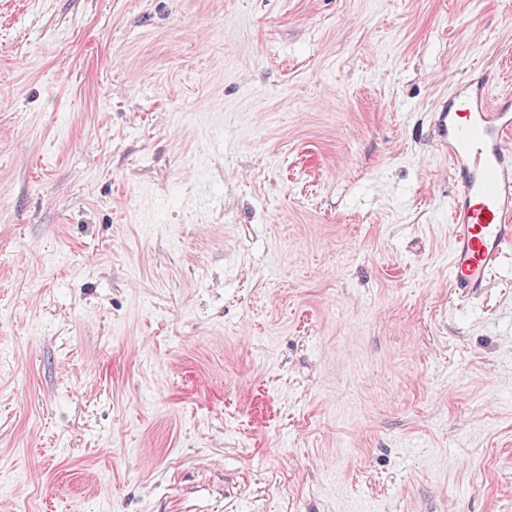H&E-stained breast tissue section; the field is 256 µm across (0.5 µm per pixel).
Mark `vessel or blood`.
I'll return each instance as SVG.
<instances>
[{
  "label": "vessel or blood",
  "mask_w": 512,
  "mask_h": 512,
  "mask_svg": "<svg viewBox=\"0 0 512 512\" xmlns=\"http://www.w3.org/2000/svg\"><path fill=\"white\" fill-rule=\"evenodd\" d=\"M439 151L460 186L450 200L453 244L448 279L461 297L489 288L512 250V106L489 84H455L434 120Z\"/></svg>",
  "instance_id": "vessel-or-blood-1"
}]
</instances>
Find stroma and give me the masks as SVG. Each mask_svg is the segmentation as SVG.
<instances>
[{"label":"stroma","instance_id":"35a3bbf8","mask_svg":"<svg viewBox=\"0 0 512 512\" xmlns=\"http://www.w3.org/2000/svg\"><path fill=\"white\" fill-rule=\"evenodd\" d=\"M486 79L512 0H0V512H512L432 138Z\"/></svg>","mask_w":512,"mask_h":512}]
</instances>
